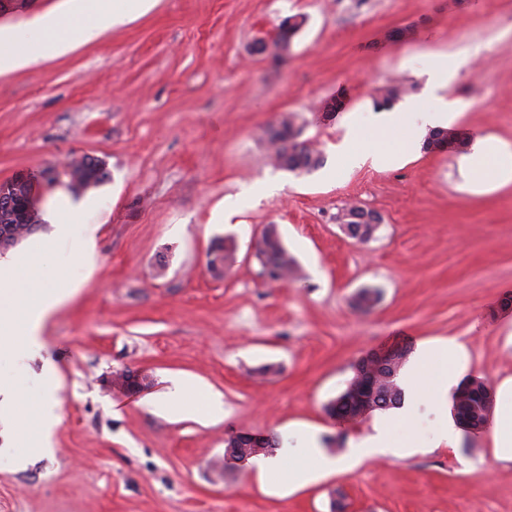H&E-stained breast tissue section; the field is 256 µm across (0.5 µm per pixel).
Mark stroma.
<instances>
[{"label": "stroma", "mask_w": 512, "mask_h": 512, "mask_svg": "<svg viewBox=\"0 0 512 512\" xmlns=\"http://www.w3.org/2000/svg\"><path fill=\"white\" fill-rule=\"evenodd\" d=\"M293 14L306 23L283 61L255 54ZM441 62L445 85L429 92ZM390 80L414 87L397 109L447 102L449 128L512 149V0H158L65 56L0 74V183L27 175L43 204L68 187L45 182L47 170L90 156L108 172L75 195L100 220L92 264L68 262L59 282L75 294L46 321L25 374L0 360V384L27 408L52 363L60 417L52 452L24 465L22 434L0 422V512H330L336 489L347 512H512V460L495 454L494 423L466 435L407 384L413 421L388 429L407 455L357 462L350 450L375 415L325 410L357 361L392 342L453 340L461 378L495 392L512 378V181L470 170L463 152L338 167L337 145ZM340 93L344 109L327 116ZM288 113L321 168L270 164L267 132ZM269 181L275 195L247 194ZM352 204L381 219L368 242L336 221ZM269 224L297 278L261 276L251 247ZM224 236L237 261L216 279L207 256ZM366 286L381 299L362 313L351 297ZM268 364L278 374L259 376ZM125 371L147 387L114 386ZM186 379L220 396L223 416L167 406ZM307 430L321 448L343 439L315 483L286 491L252 463L214 469L232 433L273 434L284 449Z\"/></svg>", "instance_id": "stroma-1"}]
</instances>
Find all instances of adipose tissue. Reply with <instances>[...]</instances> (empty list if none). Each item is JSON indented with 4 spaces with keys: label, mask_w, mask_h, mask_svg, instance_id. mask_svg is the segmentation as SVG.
Here are the masks:
<instances>
[{
    "label": "adipose tissue",
    "mask_w": 512,
    "mask_h": 512,
    "mask_svg": "<svg viewBox=\"0 0 512 512\" xmlns=\"http://www.w3.org/2000/svg\"><path fill=\"white\" fill-rule=\"evenodd\" d=\"M157 0H62L60 7L37 17L23 27H0V73L41 65L50 57H61L77 45L94 41L112 28L125 25L155 7ZM443 111L385 113L372 122L367 132H349L339 149L342 168L348 169L365 160L387 165L410 155L416 146V133L443 121ZM368 151H361V144ZM93 208L89 203L66 202L51 205L45 218L56 228L49 241L29 254L25 263L16 259L0 260V356L24 360L42 345L45 322L72 295L71 289L53 288L43 281L45 268L61 247H69L70 258L90 262L94 250ZM462 347L455 341H440L427 346L420 361L409 372L410 380L429 377L430 399L442 402L455 381L448 365L455 361ZM43 402L28 413L22 412L17 390L0 386V421L18 420L27 436L25 454H37L48 447L53 428L58 423L56 373L45 364L41 374ZM297 463L283 466L281 461L260 462L262 477L274 484L298 488L335 469L336 460L326 456L306 436L294 451Z\"/></svg>",
    "instance_id": "adipose-tissue-1"
}]
</instances>
